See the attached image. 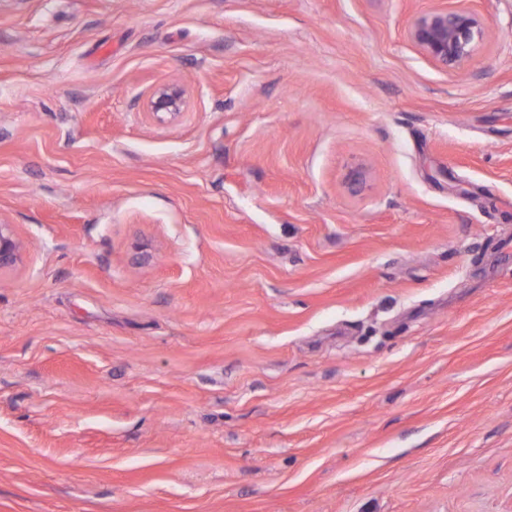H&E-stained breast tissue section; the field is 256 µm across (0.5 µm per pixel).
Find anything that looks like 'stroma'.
Segmentation results:
<instances>
[{
    "label": "stroma",
    "mask_w": 512,
    "mask_h": 512,
    "mask_svg": "<svg viewBox=\"0 0 512 512\" xmlns=\"http://www.w3.org/2000/svg\"><path fill=\"white\" fill-rule=\"evenodd\" d=\"M452 2L0 0V512H512V0L461 71ZM454 2L416 15L407 31L428 58L448 71L465 68L485 35L484 21L468 6V0ZM184 105L183 89L176 84L156 89L146 104V113L157 121L175 120ZM24 244L14 225L0 221V273L17 267L23 260Z\"/></svg>",
    "instance_id": "35a3bbf8"
}]
</instances>
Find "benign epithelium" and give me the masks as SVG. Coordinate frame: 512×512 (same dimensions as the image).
<instances>
[{
    "label": "benign epithelium",
    "mask_w": 512,
    "mask_h": 512,
    "mask_svg": "<svg viewBox=\"0 0 512 512\" xmlns=\"http://www.w3.org/2000/svg\"><path fill=\"white\" fill-rule=\"evenodd\" d=\"M409 39L434 63L448 71L465 68L474 58L484 39L482 17L468 6V0H455L416 15L409 24ZM184 105L183 89L166 85L156 89L146 104V113L157 121L175 120ZM366 181V170L359 165L346 177V187L359 193ZM24 244L14 225L0 221V272L17 267L23 260Z\"/></svg>",
    "instance_id": "obj_1"
}]
</instances>
